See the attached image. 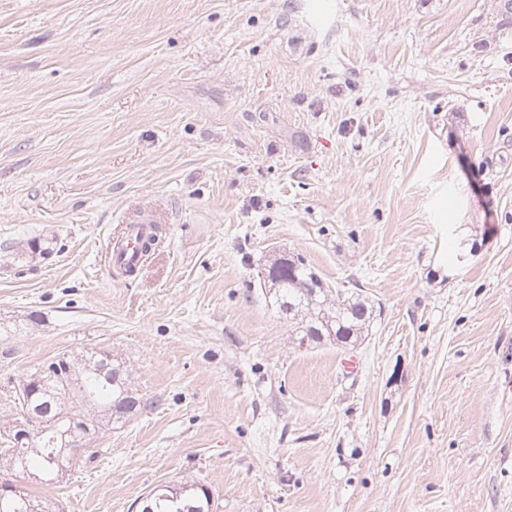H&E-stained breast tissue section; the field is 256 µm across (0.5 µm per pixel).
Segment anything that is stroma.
I'll use <instances>...</instances> for the list:
<instances>
[{
  "mask_svg": "<svg viewBox=\"0 0 512 512\" xmlns=\"http://www.w3.org/2000/svg\"><path fill=\"white\" fill-rule=\"evenodd\" d=\"M317 2L0 0V424L64 351L158 401L36 486L59 512L185 478L217 512H512V8ZM136 210L162 233L118 275ZM283 253L379 307L361 343H293ZM139 234L138 228L129 225L112 238L111 250L115 263L140 262L142 253L139 247Z\"/></svg>",
  "mask_w": 512,
  "mask_h": 512,
  "instance_id": "35a3bbf8",
  "label": "stroma"
}]
</instances>
